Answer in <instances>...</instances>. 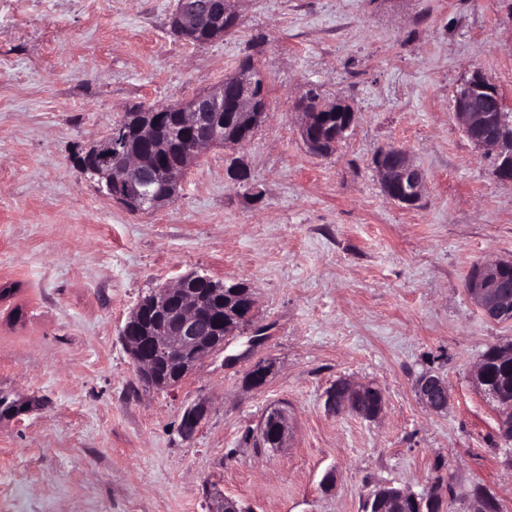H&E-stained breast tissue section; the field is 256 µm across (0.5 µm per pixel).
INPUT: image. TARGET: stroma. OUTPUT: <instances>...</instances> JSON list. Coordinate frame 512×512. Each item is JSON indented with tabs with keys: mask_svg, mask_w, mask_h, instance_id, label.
Listing matches in <instances>:
<instances>
[{
	"mask_svg": "<svg viewBox=\"0 0 512 512\" xmlns=\"http://www.w3.org/2000/svg\"><path fill=\"white\" fill-rule=\"evenodd\" d=\"M176 3L0 0V392L43 401L0 419V512H209L214 491L251 512H362L380 486L423 492L440 461L445 512H468L476 484L512 512V441L472 384L512 322L465 288L474 264L512 259V181L454 116L476 70L512 103V0H237L235 30L204 45L174 35ZM248 56L267 117L208 150L176 200L133 216L80 177L78 153L130 108L204 92ZM311 87L356 112L323 157L291 112ZM385 145L424 169L417 205L379 187ZM193 271L247 283L261 339L244 330L174 390L145 388L122 328ZM427 371L445 412L416 396ZM342 378L382 389L379 420L326 410ZM190 404L204 416L187 439ZM273 407L282 448L257 440ZM414 388L418 399L429 411L439 413L448 409L450 393L442 376L425 372L415 380Z\"/></svg>",
	"mask_w": 512,
	"mask_h": 512,
	"instance_id": "obj_1",
	"label": "stroma"
}]
</instances>
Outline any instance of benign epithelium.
<instances>
[{
    "label": "benign epithelium",
    "mask_w": 512,
    "mask_h": 512,
    "mask_svg": "<svg viewBox=\"0 0 512 512\" xmlns=\"http://www.w3.org/2000/svg\"><path fill=\"white\" fill-rule=\"evenodd\" d=\"M237 18L234 0H178L171 16V30L186 40L206 43L229 33ZM264 85L261 73L240 68L203 93L153 109L158 121L166 112L180 113L173 139L182 144V156L175 169L165 164L147 165L143 158L128 154L122 140L109 133L82 149L83 161L78 163L77 170L94 181L102 195L132 215L158 210L164 203L157 193L158 186L182 180L205 152L224 144V124L213 120L215 113L224 111V89L234 90L235 112L254 125L266 112L257 92ZM511 109L512 104L498 88L476 73L463 84L454 103L455 116L464 134L475 146L495 153L497 175L506 180L512 179V137L505 133L502 115ZM292 112L298 117V131L304 145L317 156L334 150L355 120L351 109L344 125L330 139H317L311 135L312 112L302 106L292 108ZM138 132L143 140L152 144L159 157L167 154L170 144L156 138L155 125H141ZM374 171L382 192L390 201L410 207L421 199L425 174L406 149L395 146L381 149ZM509 266L512 267V260L482 262L467 283L468 295L490 320L502 319L503 311L512 304V279L505 275ZM222 302L224 280L199 273L161 286L142 300L122 330L142 382L156 390H173L196 365L189 363L185 374L174 379L163 377V366L183 363L186 356L214 345L222 350L224 337L214 335L223 312ZM485 372L486 362L481 357L473 371V382L495 403L499 425L506 430L512 427V400L500 399L485 385ZM414 388L429 411L439 413L448 409L450 393L442 376L425 372L415 380ZM325 405L333 412L351 413L375 421L384 412L385 400L382 390L372 383L341 379L327 391ZM201 419L200 407L187 408L180 425L181 434L192 436ZM257 437L275 448L285 447L289 437L287 411L271 409L260 422ZM414 497L416 494L412 491L392 486H381L370 493V500L376 501L377 512H394L396 502Z\"/></svg>",
    "instance_id": "1"
}]
</instances>
